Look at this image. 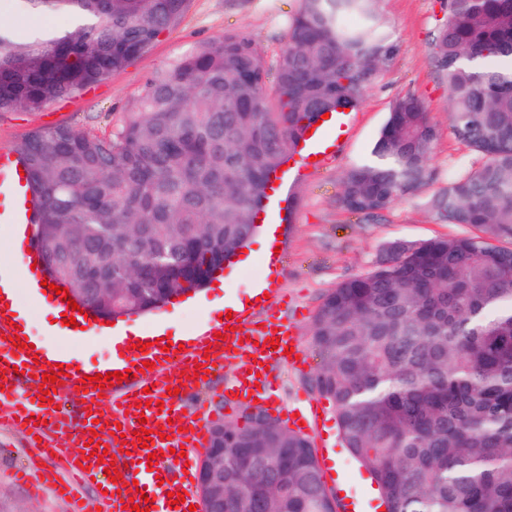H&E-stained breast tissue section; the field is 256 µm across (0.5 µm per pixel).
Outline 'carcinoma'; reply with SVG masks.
Segmentation results:
<instances>
[{
  "label": "carcinoma",
  "mask_w": 512,
  "mask_h": 512,
  "mask_svg": "<svg viewBox=\"0 0 512 512\" xmlns=\"http://www.w3.org/2000/svg\"><path fill=\"white\" fill-rule=\"evenodd\" d=\"M190 0H26L78 19L31 38L0 26V112L40 109L124 69ZM431 39L455 139L479 157L426 206L471 233L392 244L328 291L309 343L310 388L334 404L343 447L386 512H512V0H440ZM357 16L360 26L344 19ZM399 51L376 0H300L274 79L238 30L142 85L101 135L57 126L19 157L39 200L38 241L67 249L49 277L112 289V319L202 288L254 238L270 177L309 124L354 110ZM511 66L489 69L485 62ZM438 131L398 97L338 205L368 221L433 181ZM224 451V512H336L312 441L278 419L209 427Z\"/></svg>",
  "instance_id": "carcinoma-1"
}]
</instances>
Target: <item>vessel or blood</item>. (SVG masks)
Masks as SVG:
<instances>
[{
  "label": "vessel or blood",
  "mask_w": 512,
  "mask_h": 512,
  "mask_svg": "<svg viewBox=\"0 0 512 512\" xmlns=\"http://www.w3.org/2000/svg\"><path fill=\"white\" fill-rule=\"evenodd\" d=\"M353 121L349 111L330 113L321 124L311 127L310 136L299 141L295 151L286 158L284 168L278 169L273 179L276 186L264 204L265 211L277 214L280 223H287L288 186L290 181L307 171L322 169L333 163L341 152V138ZM21 161L17 152L0 147V200H8V208H0V223L9 225L13 236L28 235L34 222L35 200L27 177L21 176ZM280 242L270 235L266 253L267 275L250 293L238 302L229 304L232 313L229 322H217L196 332L191 343L170 351H132L123 368L132 372L122 383L105 390L85 387L83 371L58 375L54 384L39 383L37 393L24 401L15 395L26 376H41L54 370L55 360L40 350L20 348L12 343L17 330L13 327V313L0 303V412L5 413L12 429L21 432L27 447L33 448L35 458L30 462L34 478L63 493L72 506V512H89L88 506L73 485L61 472L43 469L40 458L50 455L62 457L65 469L79 477L81 482L93 481L102 491L96 501L107 512H123L130 497L147 494L150 512H189L196 503L193 483L187 480L186 464L193 461L197 449L207 447L209 432L206 411L196 408L194 415L183 412L182 401L202 385L196 376V365L211 369L218 357L238 359L232 381L224 392L226 401L241 398L257 401L260 408L275 410L277 400L272 394V363L283 360L284 348L299 347L298 330L294 323L282 316L284 294L280 288V259L274 250ZM39 249L23 253L19 269L23 276L39 284L42 299L53 308L71 313L67 301L55 298L53 290L42 286ZM226 331V338H218V331ZM279 339V349H272L271 339ZM82 392L83 408L77 418H70L65 410L55 409L61 384ZM48 391L49 402H41V391ZM121 425V433H113L114 425ZM163 430L164 439H156L149 446H141L136 437L140 429ZM96 430L97 441H90L89 430ZM126 447L127 467L120 482H111L103 465L94 458L97 449L114 451ZM64 469V470H65ZM183 484V503L171 504L166 485L172 481Z\"/></svg>",
  "instance_id": "1"
}]
</instances>
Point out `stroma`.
Masks as SVG:
<instances>
[{
	"label": "stroma",
	"mask_w": 512,
	"mask_h": 512,
	"mask_svg": "<svg viewBox=\"0 0 512 512\" xmlns=\"http://www.w3.org/2000/svg\"><path fill=\"white\" fill-rule=\"evenodd\" d=\"M377 7L392 38L399 44L393 65L368 92L356 110L344 137L339 158L330 166L307 174L291 188L298 201L295 221L286 231L281 286L287 294L288 317L295 320L301 345L309 343L313 316L323 295L343 280L364 274L398 240L417 242L434 237L462 235L460 227L438 223L425 205L443 186L450 172L476 166V156L451 133L448 91L433 67L430 39L443 14L437 0H378ZM299 0H192L181 25L162 35L146 53L134 58L121 71L86 91L46 103L36 111L0 112V146L17 148L32 133L58 125L79 131L110 130L122 112L128 111L140 86L157 71L202 42L221 37L229 30H242L260 48L267 67H274L286 47L288 19ZM0 24L13 28L74 29L72 17L37 16L22 0H0ZM412 94L426 105L439 136L435 144L434 183L418 195L397 201L370 223L342 210L336 203L343 172L367 157L399 96ZM247 260L233 272L216 271L213 285L199 292L172 298L162 309L140 316L120 318L123 326L165 327L167 335L189 334L217 322L220 308L231 298L244 297L263 272L264 245L254 238L246 250ZM19 301L26 306L33 335L50 341L79 362L96 365L111 355L109 342L97 334L70 336L53 330V314L45 303L31 302L27 292ZM305 368L274 366V388L284 410L302 408L313 394L304 379L317 365L313 351L305 353ZM229 364L216 366L202 386L197 402L209 405L216 422H242L245 403L232 412L224 410V382ZM320 429L328 439L331 463L339 470L326 485L342 493L343 501L372 500L378 492L368 473L341 446L334 411H327ZM26 463L23 436L0 423V512H69L68 504L49 488L32 491L19 471Z\"/></svg>",
	"instance_id": "35a3bbf8"
}]
</instances>
